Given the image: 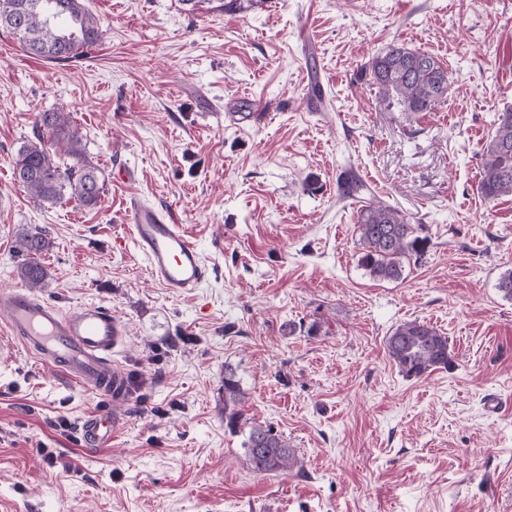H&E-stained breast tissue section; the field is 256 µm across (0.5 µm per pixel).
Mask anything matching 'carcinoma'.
I'll return each mask as SVG.
<instances>
[{"label": "carcinoma", "mask_w": 512, "mask_h": 512, "mask_svg": "<svg viewBox=\"0 0 512 512\" xmlns=\"http://www.w3.org/2000/svg\"><path fill=\"white\" fill-rule=\"evenodd\" d=\"M264 0H224L220 8L230 14L247 12ZM0 30L16 37L23 50L36 59L64 62L78 59L100 39V20L84 0H0ZM371 80L386 100L405 112H432L448 95L450 75L432 54L393 42L369 66ZM496 127L482 153L481 196L494 201L512 195V108L498 114ZM34 138L18 150L13 177L28 194L42 202L68 195L82 206L97 207L103 182L99 169L84 159L81 137L72 126L71 113L62 109L36 115ZM64 152L75 160L69 166L57 161ZM358 230L361 266L376 280H398L403 259L425 250V239L398 210L381 202L360 207ZM49 246L36 229L23 234L16 251L26 257L20 276L33 288L45 281L38 257ZM391 360L407 377L418 378L448 367V337L419 320L398 325L386 340ZM244 394L232 369H224V421L231 430L248 426L242 443L252 471L258 475L284 473L297 465L288 440L270 426L247 425L241 405Z\"/></svg>", "instance_id": "carcinoma-1"}]
</instances>
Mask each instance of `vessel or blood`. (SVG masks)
Segmentation results:
<instances>
[{
  "instance_id": "1",
  "label": "vessel or blood",
  "mask_w": 512,
  "mask_h": 512,
  "mask_svg": "<svg viewBox=\"0 0 512 512\" xmlns=\"http://www.w3.org/2000/svg\"><path fill=\"white\" fill-rule=\"evenodd\" d=\"M126 221L155 283L174 296L203 287L209 268L184 225L138 202L128 207ZM0 323L43 364L85 390L114 401L127 397L128 380L112 366V354L127 331L110 308L87 304L66 312L16 286L0 296ZM117 431V422L103 412L87 415L78 427L87 448L104 446Z\"/></svg>"
}]
</instances>
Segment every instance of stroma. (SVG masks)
Wrapping results in <instances>:
<instances>
[{"instance_id": "obj_1", "label": "stroma", "mask_w": 512, "mask_h": 512, "mask_svg": "<svg viewBox=\"0 0 512 512\" xmlns=\"http://www.w3.org/2000/svg\"><path fill=\"white\" fill-rule=\"evenodd\" d=\"M106 34L46 62L0 31V293L21 284L18 237L42 229L35 297L112 309L130 392L87 393L0 336V512H512V195L478 192L499 112L512 108V0H86ZM451 76L434 111L379 101L365 75L390 43ZM262 103L267 120L250 119ZM65 108L100 204L40 202L12 177L34 117ZM364 173L358 196L337 189ZM138 196L185 225L210 268L194 295L150 277L127 241ZM381 199L425 237L399 280L360 266L357 212ZM124 247H116L117 237ZM448 338L451 364L406 377L401 323ZM249 421L298 463L252 472L224 421V371ZM119 420L86 448L80 419ZM61 455L53 467L46 451Z\"/></svg>"}]
</instances>
